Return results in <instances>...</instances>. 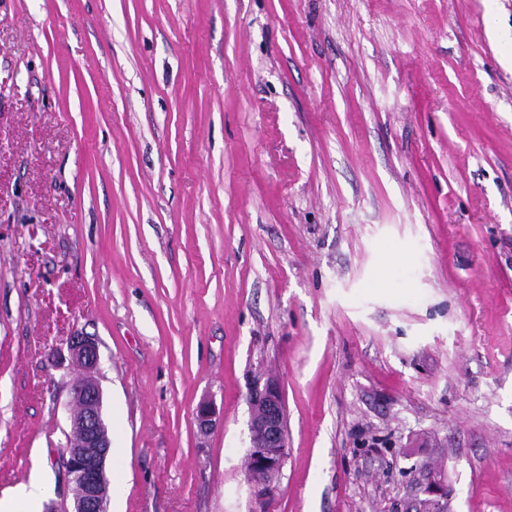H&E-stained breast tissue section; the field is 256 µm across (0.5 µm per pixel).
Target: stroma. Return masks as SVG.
<instances>
[{"label": "stroma", "mask_w": 512, "mask_h": 512, "mask_svg": "<svg viewBox=\"0 0 512 512\" xmlns=\"http://www.w3.org/2000/svg\"><path fill=\"white\" fill-rule=\"evenodd\" d=\"M77 332L112 510L426 512L432 472L512 512V0H0V498L37 512ZM69 350L72 357L88 372H91L96 367L98 348L93 339L77 334L71 338ZM248 400L251 407L249 473L257 477L276 475L281 471L288 451L282 391L271 380L263 389H252Z\"/></svg>", "instance_id": "35a3bbf8"}]
</instances>
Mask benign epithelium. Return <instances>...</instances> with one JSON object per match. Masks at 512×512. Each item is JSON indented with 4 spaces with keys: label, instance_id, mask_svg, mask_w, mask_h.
I'll list each match as a JSON object with an SVG mask.
<instances>
[{
    "label": "benign epithelium",
    "instance_id": "benign-epithelium-1",
    "mask_svg": "<svg viewBox=\"0 0 512 512\" xmlns=\"http://www.w3.org/2000/svg\"><path fill=\"white\" fill-rule=\"evenodd\" d=\"M69 350L87 371L96 367L98 348L93 339L76 335L71 338ZM70 394L76 406L71 428L78 435L65 449L64 477L74 488L71 512H106L109 489L105 463L111 440L102 415L103 393L99 383L90 377L74 380ZM248 400L251 407L249 473L257 477L276 475L288 451L282 391L271 380L261 389H252ZM196 420L202 431L214 426L215 410L210 403L204 401L198 405Z\"/></svg>",
    "mask_w": 512,
    "mask_h": 512
}]
</instances>
